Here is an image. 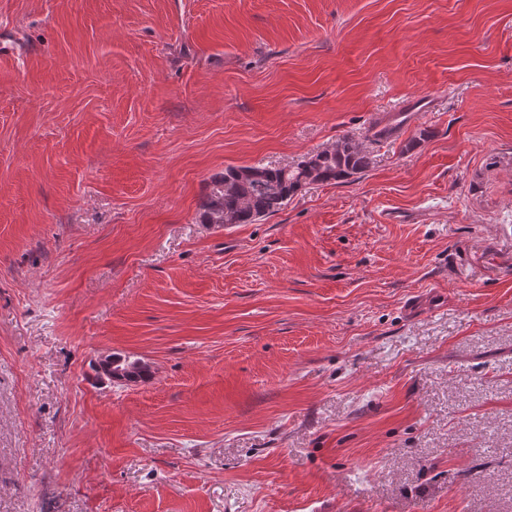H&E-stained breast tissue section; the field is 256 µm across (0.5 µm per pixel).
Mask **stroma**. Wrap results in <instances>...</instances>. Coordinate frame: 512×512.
Instances as JSON below:
<instances>
[{
  "label": "stroma",
  "instance_id": "obj_1",
  "mask_svg": "<svg viewBox=\"0 0 512 512\" xmlns=\"http://www.w3.org/2000/svg\"><path fill=\"white\" fill-rule=\"evenodd\" d=\"M0 512H512V0H0ZM370 164L365 148L343 136L294 168L227 167L202 200L200 221L228 224L229 217L233 224H254L281 210L303 186L345 183ZM106 360H111L112 365H115V368L121 369L122 371V376L118 380H114L113 377L110 378L108 376L110 380L113 382H137L149 376L150 370L146 366V364H144V362L141 361V359L134 358L132 356L125 354H112L104 361ZM104 361L100 363V368L106 374L107 371L105 370L103 365Z\"/></svg>",
  "mask_w": 512,
  "mask_h": 512
}]
</instances>
